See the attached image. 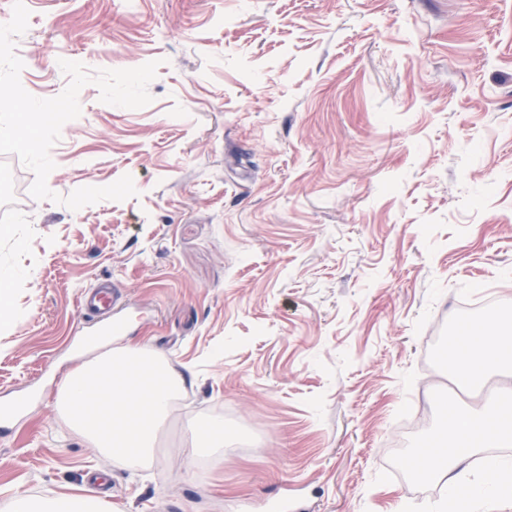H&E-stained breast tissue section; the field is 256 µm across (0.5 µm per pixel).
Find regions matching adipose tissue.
I'll list each match as a JSON object with an SVG mask.
<instances>
[{
	"mask_svg": "<svg viewBox=\"0 0 512 512\" xmlns=\"http://www.w3.org/2000/svg\"><path fill=\"white\" fill-rule=\"evenodd\" d=\"M498 326L499 321L494 318L487 325L471 327L449 346L450 368L462 384L476 383L489 372L512 368V338L501 335ZM511 440L512 428L504 427L494 413L479 418L457 415L451 442L433 460L430 472L456 481L459 468L480 448L492 449ZM473 485L479 495L511 499L512 468L503 466L498 457H487L484 470L475 477ZM9 506L10 512H106L105 505L96 498L35 497L20 490L10 495Z\"/></svg>",
	"mask_w": 512,
	"mask_h": 512,
	"instance_id": "obj_1",
	"label": "adipose tissue"
}]
</instances>
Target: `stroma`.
I'll list each match as a JSON object with an SVG mask.
<instances>
[{
  "instance_id": "35a3bbf8",
  "label": "stroma",
  "mask_w": 512,
  "mask_h": 512,
  "mask_svg": "<svg viewBox=\"0 0 512 512\" xmlns=\"http://www.w3.org/2000/svg\"><path fill=\"white\" fill-rule=\"evenodd\" d=\"M15 41L39 98L90 70L159 61L152 101L79 93L50 155L68 196L131 175L136 197L38 200L0 156V428L9 489L109 512H232L301 489L308 512H477L468 479L419 477L444 406L481 411L440 355L458 322L512 310V0H27ZM118 287L185 379L144 467L56 412L86 353L78 296ZM232 431L186 473L192 428Z\"/></svg>"
}]
</instances>
